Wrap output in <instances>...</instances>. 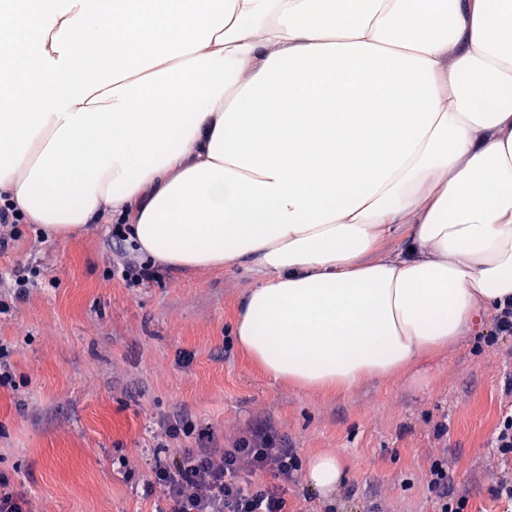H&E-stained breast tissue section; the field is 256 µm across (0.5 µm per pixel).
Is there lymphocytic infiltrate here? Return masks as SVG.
<instances>
[{
    "label": "lymphocytic infiltrate",
    "mask_w": 512,
    "mask_h": 512,
    "mask_svg": "<svg viewBox=\"0 0 512 512\" xmlns=\"http://www.w3.org/2000/svg\"><path fill=\"white\" fill-rule=\"evenodd\" d=\"M112 238L116 259L110 277L131 288L152 280L155 272L139 261L128 225H115ZM182 436L190 438V445L155 458L142 482L141 494L150 500L153 512H288L281 488L296 477V455L274 433L256 430L232 447L216 448L211 433L197 429L183 413L160 421L159 440ZM257 473L271 474L280 483V490L253 482Z\"/></svg>",
    "instance_id": "obj_1"
}]
</instances>
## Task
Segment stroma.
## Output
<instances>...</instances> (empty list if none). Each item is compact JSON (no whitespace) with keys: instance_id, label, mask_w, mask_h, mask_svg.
<instances>
[{"instance_id":"1","label":"stroma","mask_w":512,"mask_h":512,"mask_svg":"<svg viewBox=\"0 0 512 512\" xmlns=\"http://www.w3.org/2000/svg\"><path fill=\"white\" fill-rule=\"evenodd\" d=\"M112 227L45 238L34 225L0 252V280L39 266L43 282L0 315L15 384L0 387V473L36 512H151L118 472L159 418L183 411L230 447L268 428L299 460L337 455L345 481L331 498L297 476L290 512H436L429 467L444 459L465 512H512L495 499L512 474L491 448L512 392V337L488 343L483 319L456 346L406 373L338 392L266 377L234 344L253 264L223 270L158 268L135 288L107 278Z\"/></svg>"}]
</instances>
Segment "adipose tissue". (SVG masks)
Returning a JSON list of instances; mask_svg holds the SVG:
<instances>
[{
    "label": "adipose tissue",
    "mask_w": 512,
    "mask_h": 512,
    "mask_svg": "<svg viewBox=\"0 0 512 512\" xmlns=\"http://www.w3.org/2000/svg\"><path fill=\"white\" fill-rule=\"evenodd\" d=\"M0 193L254 263L233 336L273 380L396 376L512 303V0H0Z\"/></svg>",
    "instance_id": "1"
}]
</instances>
